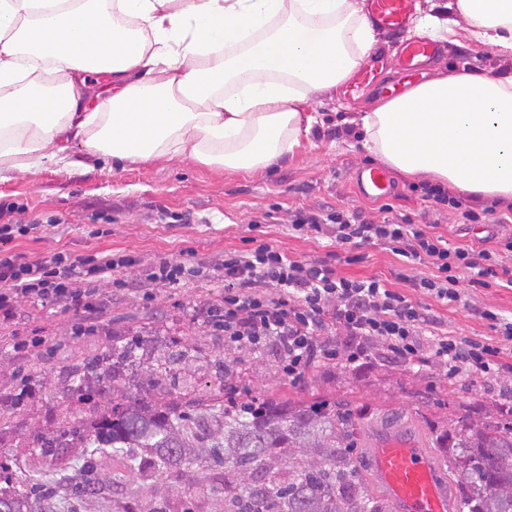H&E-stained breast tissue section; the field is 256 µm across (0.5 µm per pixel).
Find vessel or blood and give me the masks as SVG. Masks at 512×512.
<instances>
[{"label": "vessel or blood", "instance_id": "b4317fda", "mask_svg": "<svg viewBox=\"0 0 512 512\" xmlns=\"http://www.w3.org/2000/svg\"><path fill=\"white\" fill-rule=\"evenodd\" d=\"M421 0H364L363 13L379 34L377 57L395 51L404 81L423 77L428 65L447 54L445 44L412 35ZM378 67L359 68L345 93L378 88ZM356 188L365 197L386 198L395 190L391 172L373 165L358 172ZM368 464L374 493L390 512H460L459 501L443 475L440 461L404 424L371 423Z\"/></svg>", "mask_w": 512, "mask_h": 512}]
</instances>
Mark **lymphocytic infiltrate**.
I'll return each mask as SVG.
<instances>
[{"mask_svg": "<svg viewBox=\"0 0 512 512\" xmlns=\"http://www.w3.org/2000/svg\"><path fill=\"white\" fill-rule=\"evenodd\" d=\"M291 229L330 238L345 252L380 246L408 268L432 266L433 275L417 280L416 286L449 305L462 299L461 272L473 270L484 279L499 275L496 252L449 246L431 225L413 223L406 216L374 220L336 208L299 209ZM138 263L137 256L109 251L87 257L60 252L48 259L0 252V325L14 321L21 298L61 303L97 318L109 303L99 282L116 269ZM214 269L224 279V294L202 305L201 317L223 332L229 349H272L283 374L294 382L320 361L340 358L351 367L364 366L373 341L399 361L432 359L451 379L463 372L488 377L499 368L501 342L512 341V320L491 310L484 317L500 344L429 334L431 322L424 310L391 288L388 280L344 277L327 262L292 260L268 244L227 253ZM330 328L346 337L345 347L324 340Z\"/></svg>", "mask_w": 512, "mask_h": 512, "instance_id": "lymphocytic-infiltrate-1", "label": "lymphocytic infiltrate"}]
</instances>
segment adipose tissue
<instances>
[{"label": "adipose tissue", "mask_w": 512, "mask_h": 512, "mask_svg": "<svg viewBox=\"0 0 512 512\" xmlns=\"http://www.w3.org/2000/svg\"><path fill=\"white\" fill-rule=\"evenodd\" d=\"M455 7L476 40L512 53V0ZM374 44L351 0H0V174L63 162L76 140L119 162L265 169L309 135L317 117L304 104ZM90 74L106 86L92 89ZM361 124L389 167L512 198V76L453 70Z\"/></svg>", "instance_id": "ef3b65f1"}]
</instances>
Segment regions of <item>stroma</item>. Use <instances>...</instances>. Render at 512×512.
Returning <instances> with one entry per match:
<instances>
[{"instance_id": "1", "label": "stroma", "mask_w": 512, "mask_h": 512, "mask_svg": "<svg viewBox=\"0 0 512 512\" xmlns=\"http://www.w3.org/2000/svg\"><path fill=\"white\" fill-rule=\"evenodd\" d=\"M421 11L441 13L453 29L448 38L451 54L431 67L430 76L473 65L483 74L512 75V55L493 54L473 40L455 0H422ZM383 100L373 90L351 99L334 88L324 91L308 106L319 114L320 124L293 153L265 170L216 169L172 155L106 164L76 144L69 151L70 165L49 163L35 175L0 181V205L15 207L12 222L44 227L43 232L6 244V251L49 258L60 251L89 256L109 249L141 260L101 281L112 301L100 318L99 332L79 333L82 314L64 305L18 302L13 337L0 342V426L8 432L0 455L9 459L16 476L28 475L38 450L36 437L50 420L76 409L68 371L102 350L109 329L138 341L142 356L140 365L119 380V393H145L159 402L186 393L204 399L223 385L282 401L346 396L357 401L362 418L409 415L418 418L426 435L451 415L469 411L479 418L492 404L512 403V349L506 350L492 377L463 373L450 380L434 364L396 361L374 345L362 369L336 360L318 362L305 381L296 384L282 374L272 350L230 352L223 334L197 321V305L222 293L221 280L202 277L153 289L147 296L139 288L142 266L163 260H215L228 251L250 249L257 241L294 260L326 261L347 277L388 279L449 335L491 336L483 312L489 309L512 319V287L474 286L465 272L460 280L462 302L447 306L414 287L415 279L429 276L427 267L404 271L398 256L377 246L357 250L349 262L337 254L330 239L288 229L293 212L303 208L334 207L377 219L387 205L393 214L414 223L437 222L438 233L453 246L480 250L486 234L512 236V222L499 223L494 214L483 215L477 224L460 223L453 213L436 218L434 203L417 189L416 178L398 171L393 174L396 190L387 201L356 193L355 174L378 158L363 148L361 136H347L343 130L359 125L362 114ZM50 219L55 222L51 228L46 225ZM403 272L408 275L404 281L399 278ZM16 396L23 400L18 408L10 403ZM217 471L211 462L181 469L159 478L153 494L125 501L124 506L127 512H161L176 506L189 486L200 482L209 487L203 505L212 507L223 495L221 484L213 479ZM95 477L104 484L100 493L78 500L60 493L36 498L32 512H112L111 485L118 471L100 464Z\"/></svg>"}]
</instances>
